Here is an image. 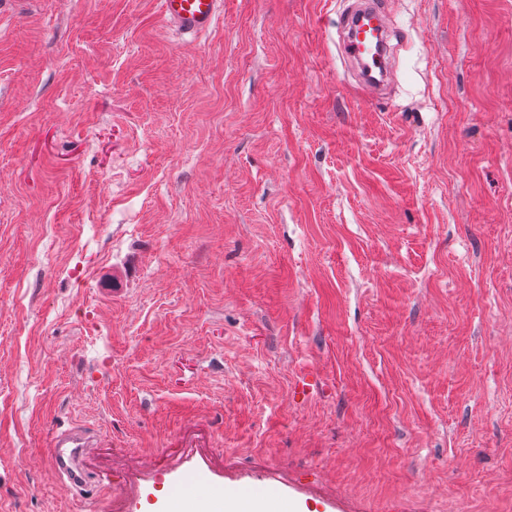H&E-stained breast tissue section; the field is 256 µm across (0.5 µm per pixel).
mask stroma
<instances>
[{
  "instance_id": "35a3bbf8",
  "label": "stroma",
  "mask_w": 512,
  "mask_h": 512,
  "mask_svg": "<svg viewBox=\"0 0 512 512\" xmlns=\"http://www.w3.org/2000/svg\"><path fill=\"white\" fill-rule=\"evenodd\" d=\"M382 2L373 99L345 0H0V512H512V0ZM222 6V0H159L163 19L191 37L209 30ZM361 3L365 5L364 8L351 16L345 17L342 21L345 33L341 42V53L349 61L356 62L358 65L362 66L365 74L372 71L379 72L381 81L371 80L362 72L364 82L371 87V85H376L377 82H383L386 79V70L383 66V61L377 53L372 52L367 46L363 34L358 36V38L352 37L350 30L355 25V21L360 15L368 17L374 24L371 27L374 28L372 33L376 38L380 35L383 39V34H386L387 28L379 1L371 0ZM76 439L70 435H60L55 437L54 440V456L53 463L58 468V470L67 477L72 489L78 495H81L79 492V488L85 483V475L81 471L77 473L74 469L67 466L65 463L63 456L57 448H62V446L68 442H74ZM223 498L224 494L212 490L205 493H190L180 496L174 507L170 508L172 496L162 492L157 501L145 512H221ZM237 512H304L290 508L284 501L274 500L264 492H248L242 494L236 504Z\"/></svg>"
}]
</instances>
